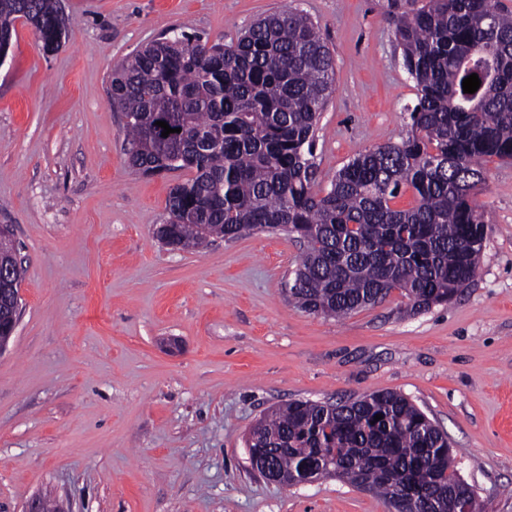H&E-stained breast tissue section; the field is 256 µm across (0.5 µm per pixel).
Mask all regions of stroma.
<instances>
[{
	"label": "stroma",
	"mask_w": 512,
	"mask_h": 512,
	"mask_svg": "<svg viewBox=\"0 0 512 512\" xmlns=\"http://www.w3.org/2000/svg\"><path fill=\"white\" fill-rule=\"evenodd\" d=\"M45 51L17 24L0 64V225L23 268L0 356V512H390L333 477L284 487L251 466L256 422L295 400L397 391L448 435L477 512H512V162L483 161L486 239L475 278L416 315L392 291L342 319L285 292L301 253L251 231L194 250L154 236L171 187L127 161L113 69L177 29L226 42L288 7L320 28L336 90L320 115V187L399 141L417 90L395 19L414 0H62Z\"/></svg>",
	"instance_id": "1"
}]
</instances>
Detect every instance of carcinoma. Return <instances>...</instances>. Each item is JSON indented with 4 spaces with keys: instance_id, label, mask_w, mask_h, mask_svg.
Returning a JSON list of instances; mask_svg holds the SVG:
<instances>
[{
    "instance_id": "obj_1",
    "label": "carcinoma",
    "mask_w": 512,
    "mask_h": 512,
    "mask_svg": "<svg viewBox=\"0 0 512 512\" xmlns=\"http://www.w3.org/2000/svg\"><path fill=\"white\" fill-rule=\"evenodd\" d=\"M21 19L48 50L66 35L58 0H0V61ZM395 38L417 88L407 134L359 154L319 190L311 156L336 72L304 12L276 11L228 43L175 32L121 64L110 98L123 112L130 166L193 173L169 192L167 245L232 241L245 225L284 231L303 246L289 298L332 318L394 290L420 313L468 287L486 238L473 204L481 162L512 161V10L424 0L397 19ZM473 73L480 87L465 93ZM157 121L181 132L163 137ZM407 190L414 205L394 207ZM250 435V448L287 480L332 469L403 512H459L461 498L474 497L447 434L397 392L292 401Z\"/></svg>"
}]
</instances>
